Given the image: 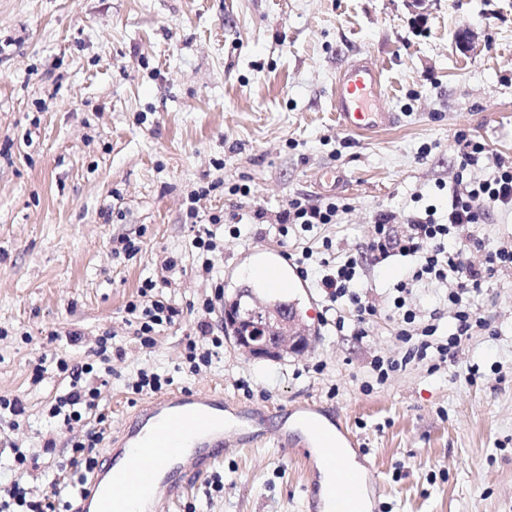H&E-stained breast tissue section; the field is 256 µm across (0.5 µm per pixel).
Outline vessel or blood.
<instances>
[{
	"label": "vessel or blood",
	"instance_id": "vessel-or-blood-1",
	"mask_svg": "<svg viewBox=\"0 0 512 512\" xmlns=\"http://www.w3.org/2000/svg\"><path fill=\"white\" fill-rule=\"evenodd\" d=\"M382 72L356 59L336 76V120L342 130L365 133L388 129L398 115L385 109ZM224 396L173 390L140 404L134 418L113 432L96 471L74 499L69 512H130L126 499L109 496L113 483L127 486L128 497L144 499L141 512H171V505L193 480L205 476L223 456ZM311 493H318L320 471L328 458L302 452ZM377 478L371 467L342 479L330 512H354L352 505Z\"/></svg>",
	"mask_w": 512,
	"mask_h": 512
}]
</instances>
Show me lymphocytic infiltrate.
<instances>
[{
  "instance_id": "lymphocytic-infiltrate-1",
  "label": "lymphocytic infiltrate",
  "mask_w": 512,
  "mask_h": 512,
  "mask_svg": "<svg viewBox=\"0 0 512 512\" xmlns=\"http://www.w3.org/2000/svg\"><path fill=\"white\" fill-rule=\"evenodd\" d=\"M456 140L462 155L449 189L446 214H438L431 206L402 218L386 208L375 212L374 233L364 247V256L376 265L395 258L405 263L403 278L392 285L385 302L369 297L361 258L334 254L332 241L322 242L328 252L327 258L320 261L321 271L316 279L323 299L322 321L339 331L351 328L353 335L364 337L374 318L384 312L396 325L397 338L407 346L402 360L374 357L371 371L380 384L404 363L424 361L435 371L454 361L464 339L489 327L474 307L476 294L493 279L512 271V239L488 251L482 262L474 263L467 257L468 252L482 248L478 229L490 211L512 210V156H503L464 129L457 131ZM476 168L489 170V177H474L472 171ZM349 208L341 197L314 203L297 196L289 199L286 208L279 212L274 229L283 238L293 226L309 232L319 225L336 223L340 213ZM418 284L450 285V315H443L438 307L425 315L412 307L408 297ZM155 288V281L143 280L138 290L139 301L126 306L128 314L135 317L136 336L146 345L153 343L159 327L174 323L179 314L168 300L154 297ZM222 295V283H215L213 297L205 298L201 305L196 335L185 345L190 370L210 366L224 346L218 325L211 321L215 300ZM92 354L93 362L81 365L69 364L61 357L55 360L58 374L68 384L55 397L49 414L65 426L81 423L97 411L99 385L112 373L111 334L99 336ZM103 440L100 430L87 431L74 440L70 478L52 481L37 500L28 499L25 489L13 484L6 499H0V512H58L63 496H75L86 473L96 467Z\"/></svg>"
}]
</instances>
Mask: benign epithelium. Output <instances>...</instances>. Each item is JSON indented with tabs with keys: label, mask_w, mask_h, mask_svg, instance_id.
Instances as JSON below:
<instances>
[{
	"label": "benign epithelium",
	"mask_w": 512,
	"mask_h": 512,
	"mask_svg": "<svg viewBox=\"0 0 512 512\" xmlns=\"http://www.w3.org/2000/svg\"><path fill=\"white\" fill-rule=\"evenodd\" d=\"M224 328L249 359H283L312 345L309 327L298 316L281 314L258 301L243 315L224 310Z\"/></svg>",
	"instance_id": "benign-epithelium-1"
}]
</instances>
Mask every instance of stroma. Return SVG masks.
<instances>
[{
  "label": "stroma",
  "instance_id": "stroma-1",
  "mask_svg": "<svg viewBox=\"0 0 512 512\" xmlns=\"http://www.w3.org/2000/svg\"><path fill=\"white\" fill-rule=\"evenodd\" d=\"M358 57L382 70L394 128H339L333 85ZM462 128L512 156V0H0V396L25 407L0 412V489L37 497L59 475L75 433L48 417L64 385L41 361L52 350L86 361L109 332L106 432L137 400L128 382L150 370L222 391L235 411L264 409L263 431L284 409L318 406L375 466L377 512H512V272L477 300L501 335L477 332L433 374L411 364L363 391L371 360L405 346L383 315L360 339L326 330L308 281L289 291L314 334L307 352L254 360L228 338L211 366L182 368L193 307L210 293L191 195L199 223L223 222L214 265L229 298L258 257L286 250L265 224L230 238L232 215L259 208L271 222L292 197L341 196L350 210L300 241L360 255L376 208L446 207ZM235 184L250 195L230 194ZM126 236L140 246L131 257L118 250ZM148 277L181 311L150 346L126 311ZM18 449L37 466L17 471ZM308 504L299 458L247 441L172 512Z\"/></svg>",
  "mask_w": 512,
  "mask_h": 512
}]
</instances>
